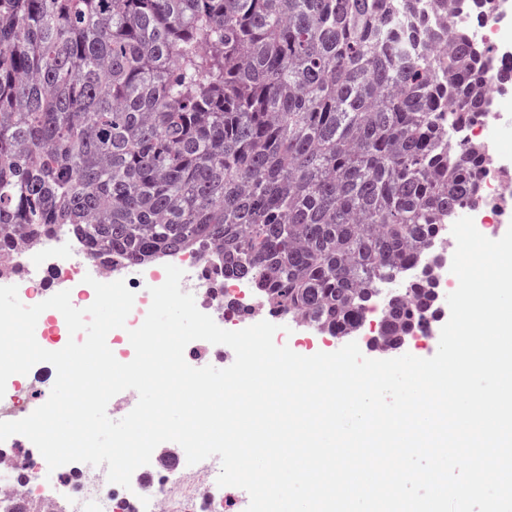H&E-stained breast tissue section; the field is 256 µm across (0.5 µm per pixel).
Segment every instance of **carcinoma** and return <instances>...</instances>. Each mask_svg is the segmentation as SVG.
I'll return each instance as SVG.
<instances>
[{
  "label": "carcinoma",
  "instance_id": "obj_1",
  "mask_svg": "<svg viewBox=\"0 0 512 512\" xmlns=\"http://www.w3.org/2000/svg\"><path fill=\"white\" fill-rule=\"evenodd\" d=\"M460 18L491 0H453ZM448 14V0H430ZM423 0H0V271L67 228L103 263L218 245L223 277L329 336L375 285L391 353L436 311L439 224L482 204L471 26ZM6 512H39L13 494Z\"/></svg>",
  "mask_w": 512,
  "mask_h": 512
}]
</instances>
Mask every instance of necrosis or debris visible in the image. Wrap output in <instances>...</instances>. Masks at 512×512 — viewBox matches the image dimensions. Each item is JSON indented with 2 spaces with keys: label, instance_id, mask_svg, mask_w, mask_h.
<instances>
[{
  "label": "necrosis or debris",
  "instance_id": "obj_1",
  "mask_svg": "<svg viewBox=\"0 0 512 512\" xmlns=\"http://www.w3.org/2000/svg\"><path fill=\"white\" fill-rule=\"evenodd\" d=\"M473 30L493 49L495 61L512 58V0H496L493 10ZM487 84L490 112L449 139L453 145L462 141L483 145L493 167L483 178V204L466 211L481 232L512 212V201L504 194L498 177L512 164V156L501 149L502 133L512 129V112L505 105L512 92L500 90L492 78ZM166 261L184 270L182 291L191 293L200 311L210 315L219 327L237 331L263 320H275V313L265 308L250 279H226L223 292L217 293L209 285L204 255L173 252ZM18 263L17 270L0 272V286H17L19 299L27 306L47 299L45 277L49 274L58 286L70 291L71 303L79 309L95 299L85 276L103 283L124 280L135 295L134 306L125 328L112 330L107 344L119 348L122 362L133 359L135 351L128 332L142 324L151 305L150 288L164 282L158 266L139 262L111 266L89 260L82 243L63 230L44 237L38 246L21 245ZM43 464V456L29 439L0 444V481L13 482L19 499L37 503L43 512H54L60 502L67 504L68 512H246L250 502L245 490L237 488L228 494L217 485L219 456L191 466L184 450L177 447L155 449L150 464L134 472L127 488L108 482L106 466L81 462L67 464L55 485L47 488L40 478Z\"/></svg>",
  "mask_w": 512,
  "mask_h": 512
}]
</instances>
